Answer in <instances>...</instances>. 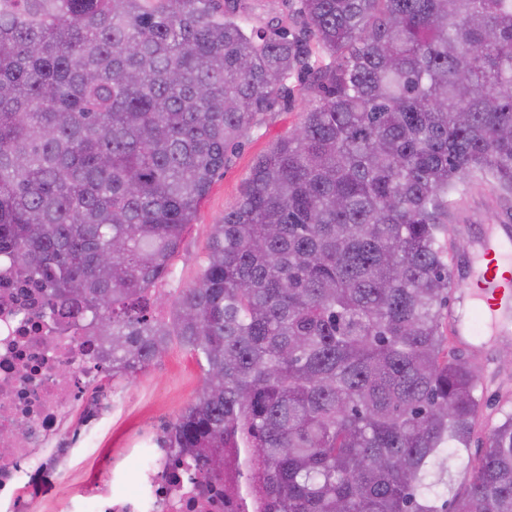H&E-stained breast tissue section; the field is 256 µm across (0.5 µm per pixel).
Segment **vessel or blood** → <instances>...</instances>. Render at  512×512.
<instances>
[{"label":"vessel or blood","instance_id":"vessel-or-blood-1","mask_svg":"<svg viewBox=\"0 0 512 512\" xmlns=\"http://www.w3.org/2000/svg\"><path fill=\"white\" fill-rule=\"evenodd\" d=\"M502 261L512 262V224L505 221L487 225L472 257L457 271L469 288L471 306L480 311L492 332L512 324V285L498 275Z\"/></svg>","mask_w":512,"mask_h":512}]
</instances>
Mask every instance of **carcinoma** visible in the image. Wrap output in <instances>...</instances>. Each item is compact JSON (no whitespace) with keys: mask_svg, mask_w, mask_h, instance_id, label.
<instances>
[{"mask_svg":"<svg viewBox=\"0 0 512 512\" xmlns=\"http://www.w3.org/2000/svg\"><path fill=\"white\" fill-rule=\"evenodd\" d=\"M308 77L300 124L156 294L227 151ZM512 196V0H0V260L112 344L174 343L202 388L161 447L224 512H512V412L453 492L480 368L444 332L448 217ZM170 307L157 318L152 309ZM293 1L296 0H246L256 27L265 28L268 22L278 20L288 29L292 28L289 16Z\"/></svg>","mask_w":512,"mask_h":512,"instance_id":"cac0c4a2","label":"carcinoma"}]
</instances>
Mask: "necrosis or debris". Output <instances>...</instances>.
<instances>
[{
    "label": "necrosis or debris",
    "mask_w": 512,
    "mask_h": 512,
    "mask_svg": "<svg viewBox=\"0 0 512 512\" xmlns=\"http://www.w3.org/2000/svg\"><path fill=\"white\" fill-rule=\"evenodd\" d=\"M107 364L87 324L53 321L40 288L0 263V512H224L213 478L188 474L155 437L102 461L93 481L71 483L74 448L97 443L101 415L84 402ZM47 473L57 481L44 493Z\"/></svg>",
    "instance_id": "4bbe7bcc"
}]
</instances>
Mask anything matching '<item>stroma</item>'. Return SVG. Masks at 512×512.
<instances>
[{"mask_svg":"<svg viewBox=\"0 0 512 512\" xmlns=\"http://www.w3.org/2000/svg\"><path fill=\"white\" fill-rule=\"evenodd\" d=\"M303 79L293 78L288 100L277 104L264 120L252 126L241 143L229 152L223 171L219 172L204 200L195 223L186 234L174 262L173 277L159 285L161 294L171 296L176 290L192 285L204 264L206 245L213 224L234 209L241 197L245 181L256 160L302 119L308 99L302 90ZM465 223L450 226L449 238L454 243L455 259L468 255L474 240L487 224L502 218L507 207L490 186L471 191L462 201ZM512 344V328L479 339L475 355L482 375L479 393L483 406L468 451L479 460L488 447V435L503 413L512 411V366L502 367L498 359L503 346ZM202 375L194 359L183 349L172 347L146 372L113 385L123 408L114 414L101 436L105 453L117 454L144 433L164 434L175 417L197 396Z\"/></svg>","mask_w":512,"mask_h":512,"instance_id":"stroma-1","label":"stroma"}]
</instances>
